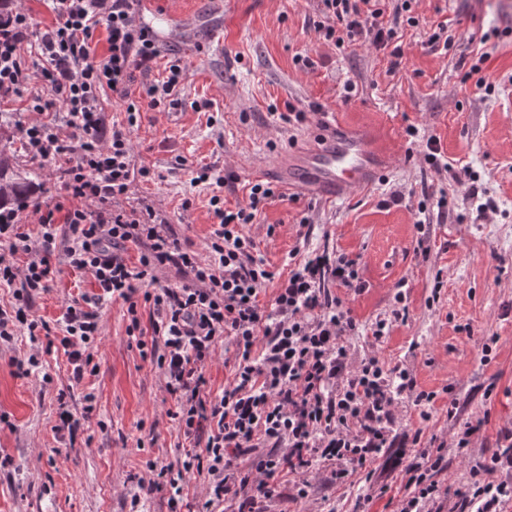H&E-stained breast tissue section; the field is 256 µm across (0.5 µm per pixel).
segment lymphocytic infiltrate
I'll return each mask as SVG.
<instances>
[{
	"instance_id": "lymphocytic-infiltrate-1",
	"label": "lymphocytic infiltrate",
	"mask_w": 512,
	"mask_h": 512,
	"mask_svg": "<svg viewBox=\"0 0 512 512\" xmlns=\"http://www.w3.org/2000/svg\"><path fill=\"white\" fill-rule=\"evenodd\" d=\"M52 25L40 28L32 16L13 11L0 18V105L21 98L32 81L43 94L33 96L37 117L18 124L27 155L51 163L57 194L38 201V236L21 232L18 213L0 214V285L12 286L10 306H0V343L18 333L37 338L50 326L31 311L35 295L48 291L57 238H65L70 267L93 277L101 299L123 300L126 333L142 358L161 371L176 409L170 417L189 440L181 466L172 469L147 460L156 478L148 490H166L171 512L182 503L183 485L206 475V498L198 512L231 501L237 512H255L258 496H270L281 473L294 477L295 502L310 494L313 471L326 467L336 479L371 470L392 449L415 455L402 470L394 512H499L512 498V430L484 463L472 469L466 494L449 503L439 480L448 468L449 448L465 451L478 428L463 423L451 436L425 435L436 395L417 390L412 370L391 365L377 354L354 358L352 336L366 332L372 343L405 321L404 292L368 329H360L339 289L360 292L357 263L343 254H309L276 278L257 252L248 226L275 198L268 183L247 185L246 206L229 210L220 195L210 205L216 226L200 259L154 220L151 209L126 207L133 169L131 135L144 110L181 109L185 70L171 60L165 79L144 85L132 96L136 73H149L160 54L152 31L136 21L135 0H48ZM323 21L316 30L336 46L371 42L389 50L398 67L396 44L402 26H419L411 0L386 9L381 0H322ZM106 32L98 50L94 34ZM122 100L125 123L107 126L103 94ZM136 261H127L129 248ZM27 255L25 268L14 256ZM165 269L189 275L190 283L159 286ZM153 282L154 291L137 286ZM148 304L149 328H142L139 303ZM59 343L82 382L95 374L93 350L102 341L97 311L71 301L60 319ZM233 346L232 377L218 395L203 398V370L218 342ZM418 407L420 426L399 424L401 402Z\"/></svg>"
}]
</instances>
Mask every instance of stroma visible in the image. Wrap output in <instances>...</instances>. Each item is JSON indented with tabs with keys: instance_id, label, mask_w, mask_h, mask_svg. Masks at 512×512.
<instances>
[{
	"instance_id": "stroma-1",
	"label": "stroma",
	"mask_w": 512,
	"mask_h": 512,
	"mask_svg": "<svg viewBox=\"0 0 512 512\" xmlns=\"http://www.w3.org/2000/svg\"><path fill=\"white\" fill-rule=\"evenodd\" d=\"M150 2L164 17L166 36L147 78L162 79L168 58L182 57L184 105L174 114L142 113L133 166L150 175L134 178L130 206L150 207L156 222L204 256L214 229L210 197L221 194L231 209L245 204L252 169L276 157V144L309 140L318 115L364 130L378 149L396 153L388 179L345 200L275 198L251 232L277 272H287L295 249L328 247L356 260L365 288L345 301L364 326L389 309L397 284L405 283L408 319L375 350L388 363L408 365L418 388L436 393L425 434L449 429L452 397L461 421L480 423L466 454L449 449L441 476L449 494L464 490L471 468L495 451L501 429L512 427V0H414L420 25L405 30L395 69L388 51L366 43L342 50L319 39V0H182L177 18L167 15L170 0ZM441 26L454 34L453 48L426 47ZM481 78L494 83L492 95L477 89ZM202 100L210 109L194 111L192 102ZM289 106L305 112L306 122L284 123L279 114ZM410 127L416 137L407 136ZM423 136L476 172L498 213L474 219L452 173L435 172L419 153ZM203 168L211 181L195 182ZM230 173L238 185L216 187L215 178ZM394 191L403 202L379 207ZM443 196L453 219L418 233L419 201ZM54 264L53 286L34 304L52 324L72 299L98 294L90 274L60 256ZM126 309L120 300L98 305V370L79 384L60 351L31 374H16L12 358L46 339L34 344L22 335L0 345V512H169L166 492H147L138 480L147 460L178 466L184 438L168 416L174 401L158 369L127 340ZM485 336L498 339L486 365L479 357ZM449 384L450 395L443 391ZM90 392L96 405L88 414ZM63 407L80 422L72 440L53 431ZM382 485L387 493L373 494ZM399 488L396 470L369 483L359 472L339 482L323 468L304 508L390 512Z\"/></svg>"
}]
</instances>
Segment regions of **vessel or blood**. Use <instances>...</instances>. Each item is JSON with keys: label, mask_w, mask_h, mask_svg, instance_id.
<instances>
[{"label": "vessel or blood", "mask_w": 512, "mask_h": 512, "mask_svg": "<svg viewBox=\"0 0 512 512\" xmlns=\"http://www.w3.org/2000/svg\"><path fill=\"white\" fill-rule=\"evenodd\" d=\"M317 147L290 148L259 174L277 181L285 193H305L330 200L350 197L392 170L393 155L375 148L365 134L341 132L320 124Z\"/></svg>", "instance_id": "1"}]
</instances>
